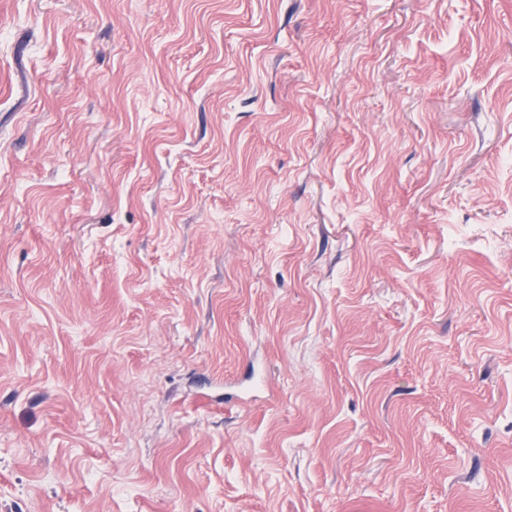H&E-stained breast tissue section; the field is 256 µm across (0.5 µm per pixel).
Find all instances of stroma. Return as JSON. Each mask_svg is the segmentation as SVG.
<instances>
[{
  "instance_id": "stroma-1",
  "label": "stroma",
  "mask_w": 512,
  "mask_h": 512,
  "mask_svg": "<svg viewBox=\"0 0 512 512\" xmlns=\"http://www.w3.org/2000/svg\"><path fill=\"white\" fill-rule=\"evenodd\" d=\"M0 512H512V0H0Z\"/></svg>"
}]
</instances>
